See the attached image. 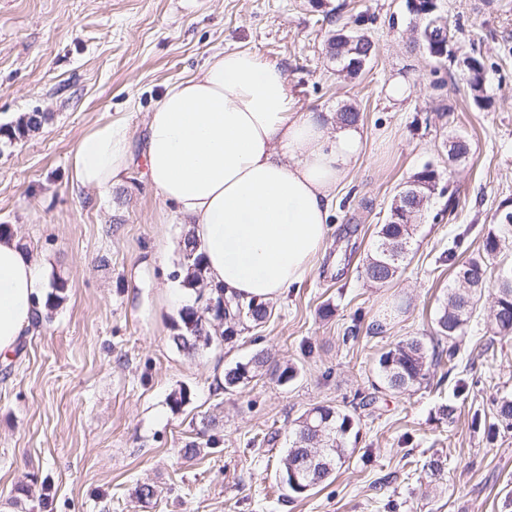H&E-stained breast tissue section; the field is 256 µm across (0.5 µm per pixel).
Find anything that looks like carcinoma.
Returning <instances> with one entry per match:
<instances>
[{
    "instance_id": "cac0c4a2",
    "label": "carcinoma",
    "mask_w": 512,
    "mask_h": 512,
    "mask_svg": "<svg viewBox=\"0 0 512 512\" xmlns=\"http://www.w3.org/2000/svg\"><path fill=\"white\" fill-rule=\"evenodd\" d=\"M450 28L444 17L435 13L421 25V48L429 57L442 59L432 54V42L449 41ZM332 57L344 62L343 71L357 75L362 63L371 59L375 44L371 37L360 29L345 22L334 31L328 41ZM473 73L469 74V91L477 103L484 99L483 63L474 59ZM46 116L41 112H32L8 128L0 127V136L8 142L20 141L30 133L39 130ZM437 171L425 165L408 180L420 197L400 200L398 208L403 210L398 217L389 216L386 223L377 231V244L372 254L367 256L363 266L364 278L370 282L384 284L391 280L400 268L416 230L413 219L421 214L431 196L439 186ZM494 228L483 240L481 253L455 266L456 282L467 283L465 288L448 291L447 298L439 307L436 316V335L448 341V348L442 349L436 344L431 347L418 337L398 342L394 347L382 352L377 362V370L385 388L393 393H405L423 384L429 378L430 369L448 363L446 375H454V394L463 395L469 384L463 372L457 370L456 339L465 333L482 291L492 276L494 260L501 253L506 240L512 238V225L504 224L502 219H493ZM181 266L187 269L183 286L194 291L204 287L202 253L198 243L187 238L183 242ZM271 315L269 305L263 301L224 299V323L216 322L210 314L199 307L190 306L181 310L179 322L174 325L172 341L176 348L193 354L201 346H210L213 342L229 343L236 335L235 326L250 322L256 326L264 323ZM488 330L494 336H512V285L497 289L494 304L487 315ZM267 362L260 352L247 362H238L224 372V387L227 389L244 384L255 376L259 368ZM358 423L355 413L332 406H317L302 414L295 423L292 446L286 449L282 458L279 474L282 488L289 494L302 495L307 489L324 484L332 479L353 449L348 442ZM512 429V399L504 398L497 403L496 416L487 426V437L494 439L499 430ZM317 458L313 472L297 486L290 483V472L298 468L305 458Z\"/></svg>"
}]
</instances>
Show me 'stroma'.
Listing matches in <instances>:
<instances>
[{
  "instance_id": "stroma-1",
  "label": "stroma",
  "mask_w": 512,
  "mask_h": 512,
  "mask_svg": "<svg viewBox=\"0 0 512 512\" xmlns=\"http://www.w3.org/2000/svg\"><path fill=\"white\" fill-rule=\"evenodd\" d=\"M451 26L447 59L418 47L406 0H0V126L41 112L28 138L0 142V224L63 281L51 318L0 358V507L11 512H498L512 490V431L487 442L482 420L512 396V337L486 331L494 288L459 340L470 384L431 371L405 394L385 390L379 355L433 334L455 276L494 215L512 206V0H437ZM358 21L376 54L355 76L327 51ZM249 49L279 63L296 111L362 114L361 163L336 195L314 271L271 302L261 326L185 355L173 325L195 295L170 286L190 231L149 185L136 156L124 186L76 189L83 133L125 113L132 138L168 83L215 53ZM484 64V106L459 62ZM403 99L388 96L394 81ZM469 153L449 163L452 138ZM456 192L434 194L389 283L361 274L395 196L424 165ZM330 316H320L322 307ZM356 336H349L352 326ZM264 351L269 362L227 390L216 378ZM297 373L280 383L284 364ZM186 391L181 408L172 393ZM377 396L375 405L362 398ZM453 404L450 415L440 408ZM355 408L360 433L333 482L284 497L277 469L297 418ZM202 446L184 457L190 442ZM442 469H433V461ZM153 499H138L141 484ZM31 495L16 494L18 485Z\"/></svg>"
}]
</instances>
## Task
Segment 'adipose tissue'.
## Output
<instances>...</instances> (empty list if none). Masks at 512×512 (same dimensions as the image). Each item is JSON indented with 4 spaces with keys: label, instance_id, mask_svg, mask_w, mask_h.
Segmentation results:
<instances>
[{
    "label": "adipose tissue",
    "instance_id": "1",
    "mask_svg": "<svg viewBox=\"0 0 512 512\" xmlns=\"http://www.w3.org/2000/svg\"><path fill=\"white\" fill-rule=\"evenodd\" d=\"M362 149L359 124L295 111L284 68L240 49L168 84L143 132L147 180L199 242L209 287L247 301L275 300L311 274ZM132 162L120 114L79 139L71 181L104 195ZM48 286L18 238L0 235V355L41 316Z\"/></svg>",
    "mask_w": 512,
    "mask_h": 512
}]
</instances>
